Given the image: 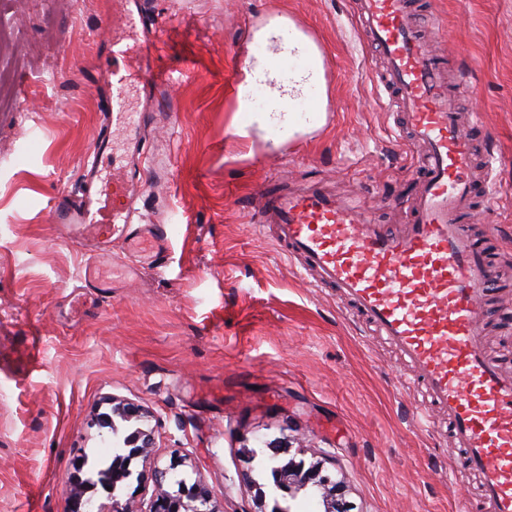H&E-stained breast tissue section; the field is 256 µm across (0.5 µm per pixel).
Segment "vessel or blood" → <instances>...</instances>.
<instances>
[{
  "label": "vessel or blood",
  "mask_w": 512,
  "mask_h": 512,
  "mask_svg": "<svg viewBox=\"0 0 512 512\" xmlns=\"http://www.w3.org/2000/svg\"><path fill=\"white\" fill-rule=\"evenodd\" d=\"M353 12L382 62L375 79L396 109L398 136L421 150L410 219L401 231H391L358 203H342L312 186L262 190L260 221L274 225L276 242L300 274L335 291L373 334L399 351L404 384L417 396L423 422L435 426L437 412H446L460 471L481 477L480 497L467 500L463 512H482L486 502L494 512H512V376L501 372L481 341V300L492 293L495 270L484 243L463 226L474 203L488 213L497 204L488 186L477 183L473 145L483 125L478 113L461 112L449 93L412 0H353ZM156 50L155 36L144 35L141 78L165 89L171 73L153 65ZM129 51L113 41L106 120L136 146L147 115L126 105ZM110 147L109 134H101L84 190L54 198L59 234L108 252L112 242L102 238L101 228L117 224L130 249H139L144 237L165 244L166 225L133 227L126 176L113 178L110 196L97 190L111 167Z\"/></svg>",
  "instance_id": "vessel-or-blood-1"
}]
</instances>
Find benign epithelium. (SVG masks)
I'll return each instance as SVG.
<instances>
[{"mask_svg": "<svg viewBox=\"0 0 512 512\" xmlns=\"http://www.w3.org/2000/svg\"><path fill=\"white\" fill-rule=\"evenodd\" d=\"M123 447L128 449V453L118 457L112 465V474L101 480L105 488L115 486L132 475L131 462L152 447V434L140 428L125 439ZM179 466L181 463L173 460L165 467L156 465L148 472L138 473L137 483L150 481L154 487L146 512H220L211 488L199 478L187 481L177 472ZM272 480L273 485L268 492L261 493L263 499L268 495L272 497V512H282L278 499L280 492L301 493L312 500H319L324 506V512H335L338 507L336 491L340 485L327 470L323 460L309 465L299 461L278 466ZM70 486L65 512H134L130 500L122 499L121 493L116 491L112 492L110 508L95 506L91 500L84 498L83 481L77 473L71 477Z\"/></svg>", "mask_w": 512, "mask_h": 512, "instance_id": "obj_1", "label": "benign epithelium"}]
</instances>
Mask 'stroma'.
Wrapping results in <instances>:
<instances>
[{"mask_svg": "<svg viewBox=\"0 0 512 512\" xmlns=\"http://www.w3.org/2000/svg\"><path fill=\"white\" fill-rule=\"evenodd\" d=\"M164 28L160 65L180 75L157 99L138 82L130 106L158 118L142 142L159 161L138 188L146 222L167 225L160 267L132 262L120 240L103 264L112 292L78 276L92 249L55 233L52 197L78 191L121 36L113 0H0V512H65L75 466L112 460L113 433L154 432L159 465L186 455L220 512H255L264 469L333 457L354 512H460L476 484L452 474L456 453L424 427L400 384L397 353L330 290L301 277L257 223L259 188L322 183L380 223L408 221L416 151L398 140L378 62L348 0H146ZM465 111L479 113L493 158L496 212L467 219L492 254L498 292L484 301L486 351L512 372L500 324L512 314V0H415ZM296 31L321 61L317 121L273 141L244 112L247 62L277 53L258 40ZM143 421L94 426L111 399Z\"/></svg>", "mask_w": 512, "mask_h": 512, "instance_id": "35a3bbf8", "label": "stroma"}]
</instances>
